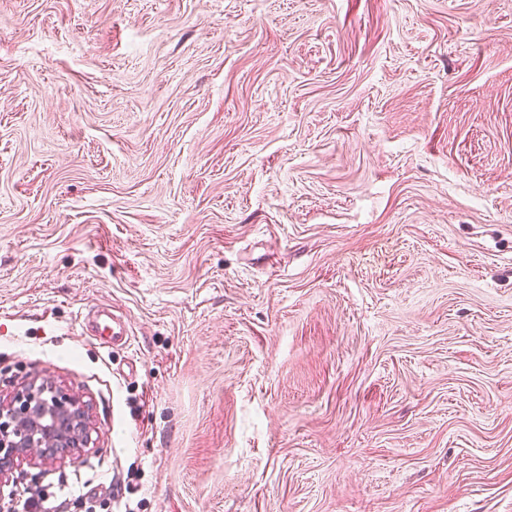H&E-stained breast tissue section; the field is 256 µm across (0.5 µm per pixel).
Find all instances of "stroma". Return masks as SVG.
<instances>
[{
    "label": "stroma",
    "mask_w": 512,
    "mask_h": 512,
    "mask_svg": "<svg viewBox=\"0 0 512 512\" xmlns=\"http://www.w3.org/2000/svg\"><path fill=\"white\" fill-rule=\"evenodd\" d=\"M36 377L133 512H512V0H0ZM78 326L79 335L99 340L103 347L123 346L130 341L126 323L112 311L102 310L92 316H84Z\"/></svg>",
    "instance_id": "1"
}]
</instances>
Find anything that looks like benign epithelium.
<instances>
[{
	"instance_id": "7a95c632",
	"label": "benign epithelium",
	"mask_w": 512,
	"mask_h": 512,
	"mask_svg": "<svg viewBox=\"0 0 512 512\" xmlns=\"http://www.w3.org/2000/svg\"><path fill=\"white\" fill-rule=\"evenodd\" d=\"M92 414L78 395L45 381L0 394V489L22 464L64 463L96 451Z\"/></svg>"
}]
</instances>
